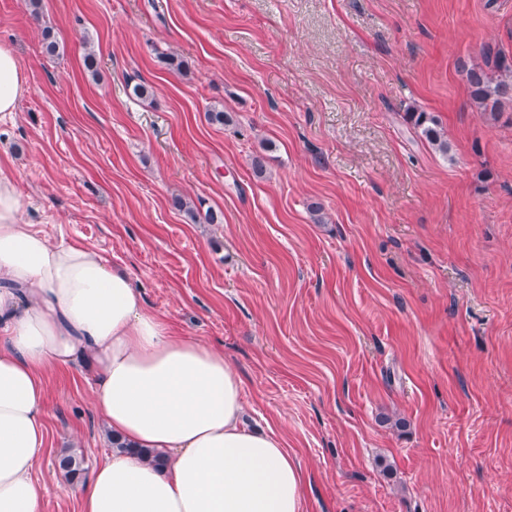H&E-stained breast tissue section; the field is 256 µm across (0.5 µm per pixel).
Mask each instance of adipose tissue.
Returning <instances> with one entry per match:
<instances>
[{"mask_svg": "<svg viewBox=\"0 0 512 512\" xmlns=\"http://www.w3.org/2000/svg\"><path fill=\"white\" fill-rule=\"evenodd\" d=\"M26 89L0 46V113ZM84 365L118 446L76 489L81 512H305L304 473L274 430L245 421L223 351L173 333L95 250L22 217L0 171V512H42L44 369Z\"/></svg>", "mask_w": 512, "mask_h": 512, "instance_id": "ef3b65f1", "label": "adipose tissue"}]
</instances>
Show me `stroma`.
<instances>
[{
  "mask_svg": "<svg viewBox=\"0 0 512 512\" xmlns=\"http://www.w3.org/2000/svg\"><path fill=\"white\" fill-rule=\"evenodd\" d=\"M4 43L25 220L223 351L306 512H512V109L480 111L456 68L512 55V0H0ZM43 380L42 512H80L53 461L109 443L86 373ZM26 81L14 49L0 46V113L15 112L18 99L26 89ZM408 120L417 128L421 129L422 135L432 145L440 151L447 152L448 142L444 138L442 129L434 116L427 112H408Z\"/></svg>",
  "mask_w": 512,
  "mask_h": 512,
  "instance_id": "1",
  "label": "stroma"
}]
</instances>
